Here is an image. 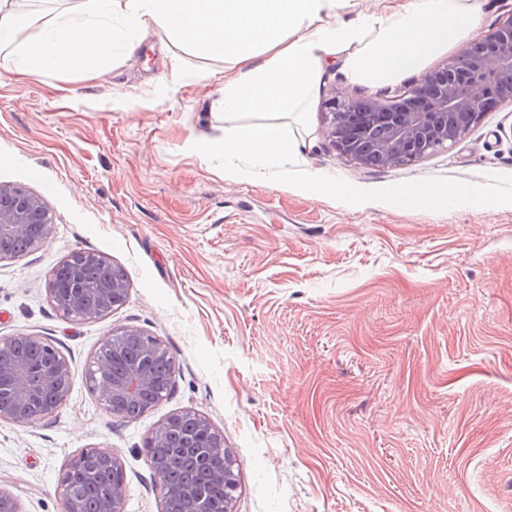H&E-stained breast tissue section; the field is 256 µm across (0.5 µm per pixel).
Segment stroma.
Listing matches in <instances>:
<instances>
[{"mask_svg": "<svg viewBox=\"0 0 512 512\" xmlns=\"http://www.w3.org/2000/svg\"><path fill=\"white\" fill-rule=\"evenodd\" d=\"M461 49L442 46L379 85L326 67L303 112L275 114L299 163L349 185L311 199L225 177L194 152L218 134L235 71L151 32L103 74L0 70V184L44 198L38 250L0 263V337L54 344L65 403L33 425L0 419V488L22 512H65L59 479L88 448L124 468V512H160L146 439L193 411L224 436L237 512H512V102L457 142L392 167L357 164L327 136L324 102L403 87ZM179 81L176 97L165 94ZM417 183L482 190L496 206H390ZM86 251L121 267L125 304L81 321L48 296ZM158 337L172 387L133 421L89 386L112 330Z\"/></svg>", "mask_w": 512, "mask_h": 512, "instance_id": "obj_1", "label": "stroma"}]
</instances>
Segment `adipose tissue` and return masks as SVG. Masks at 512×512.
Wrapping results in <instances>:
<instances>
[{
    "instance_id": "obj_1",
    "label": "adipose tissue",
    "mask_w": 512,
    "mask_h": 512,
    "mask_svg": "<svg viewBox=\"0 0 512 512\" xmlns=\"http://www.w3.org/2000/svg\"><path fill=\"white\" fill-rule=\"evenodd\" d=\"M123 11H116V2ZM347 0H77L70 9L35 16L18 0H0V69L26 75L80 70L98 77L116 48L139 33L162 32L174 46L220 56L236 69L219 105L222 135L192 139L196 152L223 163L225 175L293 186L311 198L346 197L349 186L295 168L300 144L277 124H236L242 114L304 111L323 65L342 57L354 81L381 82L416 66L442 45L467 37L482 0H403L389 13L343 15ZM396 206L467 202L493 205L484 192L427 183L399 190Z\"/></svg>"
}]
</instances>
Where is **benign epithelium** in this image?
I'll return each instance as SVG.
<instances>
[{
	"label": "benign epithelium",
	"mask_w": 512,
	"mask_h": 512,
	"mask_svg": "<svg viewBox=\"0 0 512 512\" xmlns=\"http://www.w3.org/2000/svg\"><path fill=\"white\" fill-rule=\"evenodd\" d=\"M512 101V15L493 32L467 43L443 68L422 75L415 83L392 91L385 90L375 97L336 99L325 103L330 114L328 137L341 155L368 166H395L412 162L436 151L448 142L465 136L485 113L497 104ZM53 223L52 212L40 196L23 187L0 185V262L17 255L4 249V240L25 238V252L43 245ZM71 276L67 291L57 293L51 281L48 293L58 310L72 320L92 319L122 306L128 296L125 272L109 266L110 277L99 289V301L86 303L89 293L83 263L104 261V258L84 252L73 253ZM139 336L145 341L141 361L127 374L117 378L112 373V360L121 353L125 338ZM17 337L0 338V376L13 378L11 394L0 398V419L29 424L38 417L54 412L69 393L70 364L66 356L52 344L37 336L28 340L42 343L46 356L40 367L13 355ZM169 353L160 340L133 328L112 332L102 342L89 368L92 391L107 412L116 414V405L150 392L153 387L150 364L166 359ZM206 432L224 455L213 459L210 471L214 478L226 484L224 512H236L239 474L235 459L224 447V436L202 415L187 412ZM167 417L152 431L147 441L150 466L161 479V512H176L175 504L186 492L169 481L168 465L156 448L167 449L172 456L177 446L168 443ZM89 479L101 484L98 512H123V488L101 482V472L94 467Z\"/></svg>",
	"instance_id": "benign-epithelium-1"
}]
</instances>
